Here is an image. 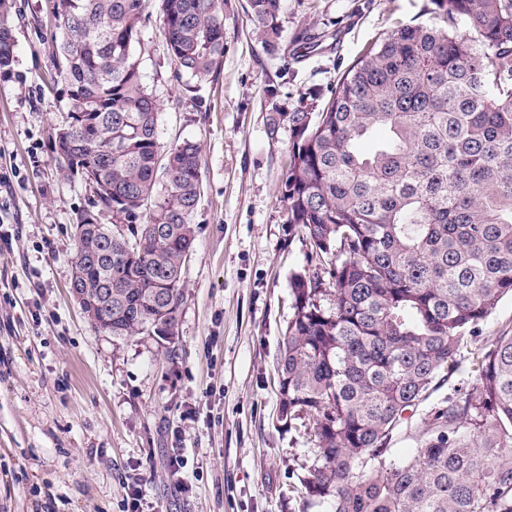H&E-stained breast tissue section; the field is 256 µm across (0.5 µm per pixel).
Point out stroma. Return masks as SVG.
<instances>
[{
  "label": "stroma",
  "instance_id": "1",
  "mask_svg": "<svg viewBox=\"0 0 512 512\" xmlns=\"http://www.w3.org/2000/svg\"><path fill=\"white\" fill-rule=\"evenodd\" d=\"M13 2L16 63L0 76V512H125L133 481L154 512H331L300 493L308 436L276 420L288 282L318 260L289 234L279 187L290 132L270 131L269 118L310 106V87L330 91L399 24L428 21L426 0H284L274 47L246 0H223L224 60L200 105L183 93L149 6L134 54L160 99L161 140L198 143L203 182L168 342L95 332L70 293L73 219L89 190L54 160L67 104L53 0ZM504 325L511 295L470 338L459 371L406 413L389 458L414 456L431 409L475 387L470 353ZM174 453L186 462L177 481Z\"/></svg>",
  "mask_w": 512,
  "mask_h": 512
}]
</instances>
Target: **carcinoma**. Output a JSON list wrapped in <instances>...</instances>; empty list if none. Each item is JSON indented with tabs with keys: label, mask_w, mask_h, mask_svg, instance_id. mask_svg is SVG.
<instances>
[{
	"label": "carcinoma",
	"mask_w": 512,
	"mask_h": 512,
	"mask_svg": "<svg viewBox=\"0 0 512 512\" xmlns=\"http://www.w3.org/2000/svg\"><path fill=\"white\" fill-rule=\"evenodd\" d=\"M149 0H56L54 67L86 181L76 215L81 284L114 338L175 336L202 188L201 147L159 136L160 104L133 47ZM186 90L224 58L219 0H157ZM0 0V76L15 65ZM270 46L281 0H248ZM354 60L316 112H277L291 134L281 198L320 273L296 271L279 347L280 419L309 428L308 499L333 512H512V330L474 353L472 390L448 397L416 454L386 457L404 415L458 370L462 344L512 294V0H429ZM467 26L475 36L459 34ZM378 129L387 136L365 151ZM109 216L112 222L99 221Z\"/></svg>",
	"instance_id": "cac0c4a2"
}]
</instances>
